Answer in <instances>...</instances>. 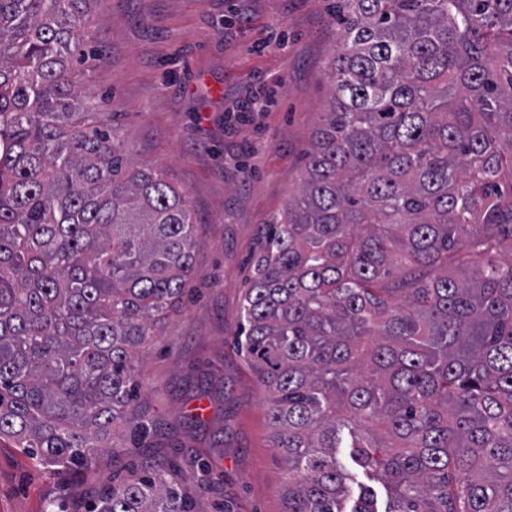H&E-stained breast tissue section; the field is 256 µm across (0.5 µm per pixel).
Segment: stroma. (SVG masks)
Masks as SVG:
<instances>
[{"label": "stroma", "instance_id": "1", "mask_svg": "<svg viewBox=\"0 0 512 512\" xmlns=\"http://www.w3.org/2000/svg\"><path fill=\"white\" fill-rule=\"evenodd\" d=\"M334 0H95L85 96L137 160L184 189L199 225L186 291L139 350L138 418L150 435L97 467L55 473L0 441V512H70L153 464L197 512H283L285 465L267 395L237 345L251 257L285 211L329 103L341 28ZM262 94L266 110L245 103ZM202 412L203 423L192 414ZM209 465L220 491L200 488Z\"/></svg>", "mask_w": 512, "mask_h": 512}]
</instances>
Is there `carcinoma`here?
<instances>
[{"label": "carcinoma", "mask_w": 512, "mask_h": 512, "mask_svg": "<svg viewBox=\"0 0 512 512\" xmlns=\"http://www.w3.org/2000/svg\"><path fill=\"white\" fill-rule=\"evenodd\" d=\"M92 0H0V439L52 471L132 422L197 221L81 96ZM331 96L240 345L286 512H512V0H336ZM357 483L352 488L351 483ZM74 512H193L162 465ZM349 451L348 448H338L336 449V459L339 463H341L347 470H349L351 473L357 475V480L362 481L364 483H367L369 485L374 486V488L377 491L378 494V509L384 510L387 502V496L386 491L379 481H369L361 472L355 470L352 466V462L349 457Z\"/></svg>", "instance_id": "cac0c4a2"}]
</instances>
